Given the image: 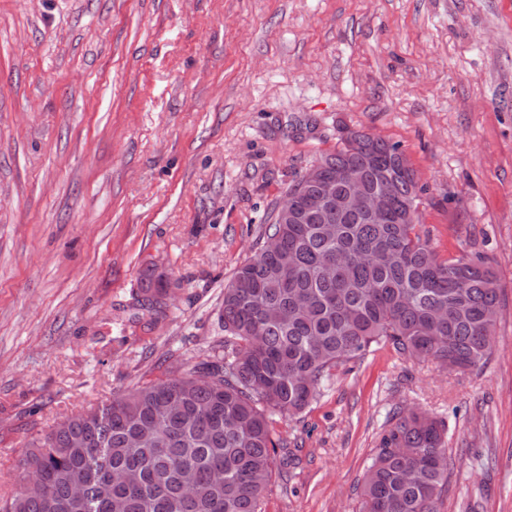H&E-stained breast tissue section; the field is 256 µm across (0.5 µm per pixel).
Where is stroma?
<instances>
[{"label": "stroma", "instance_id": "35a3bbf8", "mask_svg": "<svg viewBox=\"0 0 512 512\" xmlns=\"http://www.w3.org/2000/svg\"><path fill=\"white\" fill-rule=\"evenodd\" d=\"M346 127L399 144L440 258L500 303L464 374L372 347L302 413L264 512H359L399 406L442 418V512H512V0H0V494L33 433L201 359L224 285ZM172 315L129 327L148 265Z\"/></svg>", "mask_w": 512, "mask_h": 512}]
</instances>
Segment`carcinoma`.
<instances>
[{"label": "carcinoma", "mask_w": 512, "mask_h": 512, "mask_svg": "<svg viewBox=\"0 0 512 512\" xmlns=\"http://www.w3.org/2000/svg\"><path fill=\"white\" fill-rule=\"evenodd\" d=\"M316 164L338 195L349 190L338 171L372 193L392 181L391 217L326 211L315 204L320 184L299 176L288 190L303 186L300 218L271 211L259 252L224 284L222 349L33 438L0 512H264L290 460L269 414L303 412L381 343L457 372L487 362L496 276L478 253L439 259L418 232L422 188L398 145L346 129ZM169 283L155 266L142 271L130 326L151 332L168 317ZM446 434L442 420L394 410L357 486L360 512H441L453 469ZM126 469L134 483L105 491L106 474Z\"/></svg>", "instance_id": "carcinoma-1"}]
</instances>
